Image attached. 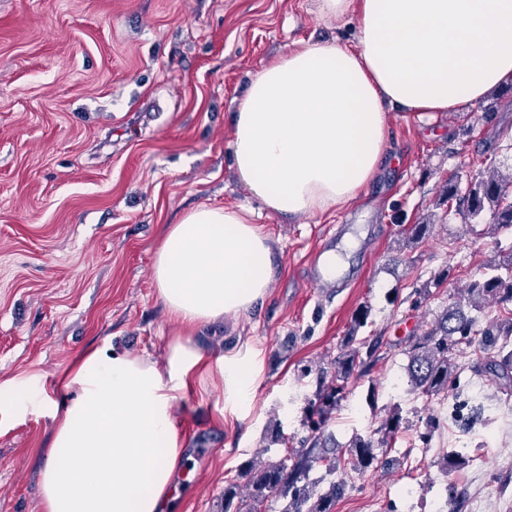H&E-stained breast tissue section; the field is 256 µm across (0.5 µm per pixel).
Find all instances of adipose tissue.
<instances>
[{"label": "adipose tissue", "instance_id": "ef3b65f1", "mask_svg": "<svg viewBox=\"0 0 512 512\" xmlns=\"http://www.w3.org/2000/svg\"><path fill=\"white\" fill-rule=\"evenodd\" d=\"M321 15L356 9L354 45L309 42L250 81L233 118L238 180L280 216L354 201L375 178L388 111L449 112L512 81V0H317ZM273 277L272 249L242 211L199 206L171 225L152 278L166 312L189 329L247 313ZM258 350L209 357L191 339L164 363L112 343L79 354L63 400L41 376L0 383V410L50 415L40 512H165L187 459L175 408L195 376L217 373L226 405L247 408Z\"/></svg>", "mask_w": 512, "mask_h": 512}]
</instances>
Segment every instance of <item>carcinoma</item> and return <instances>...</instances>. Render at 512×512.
<instances>
[{"instance_id":"obj_1","label":"carcinoma","mask_w":512,"mask_h":512,"mask_svg":"<svg viewBox=\"0 0 512 512\" xmlns=\"http://www.w3.org/2000/svg\"><path fill=\"white\" fill-rule=\"evenodd\" d=\"M448 212L463 219L476 218L488 210L492 224L512 225V167L494 168L486 177L470 184L467 192L448 184ZM464 301L474 310L489 304L507 311L508 317L492 321L480 330L460 305L448 306L444 316L415 339L407 351V384L422 396H433L448 389L455 375V355L466 346L477 345L484 354L481 370L505 385L512 383V266L487 264L480 278L466 289ZM368 307L360 308L347 336L333 360V374L321 373L315 400L309 403V436L300 441V449L282 457L251 463L245 470L247 494L236 484L224 488V512H262L267 499L279 493L287 499L282 512H333L344 495V481H333L322 492L310 479L315 464L329 474L347 470L362 472L375 466L377 450L389 445L399 431L403 418L398 408L389 409L377 428L367 436L356 435L341 448H326L324 427L344 397L348 380L359 372H368L382 359L381 343L356 336L367 324Z\"/></svg>"}]
</instances>
